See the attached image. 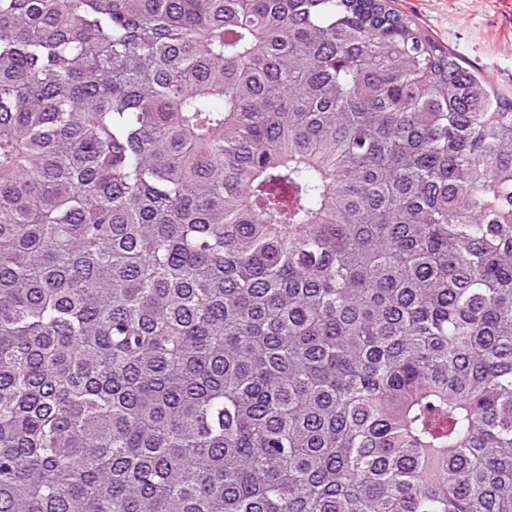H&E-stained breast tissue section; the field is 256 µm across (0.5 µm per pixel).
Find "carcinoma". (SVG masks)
<instances>
[{
	"label": "carcinoma",
	"instance_id": "obj_1",
	"mask_svg": "<svg viewBox=\"0 0 512 512\" xmlns=\"http://www.w3.org/2000/svg\"><path fill=\"white\" fill-rule=\"evenodd\" d=\"M0 512H512V97L391 0H0Z\"/></svg>",
	"mask_w": 512,
	"mask_h": 512
}]
</instances>
